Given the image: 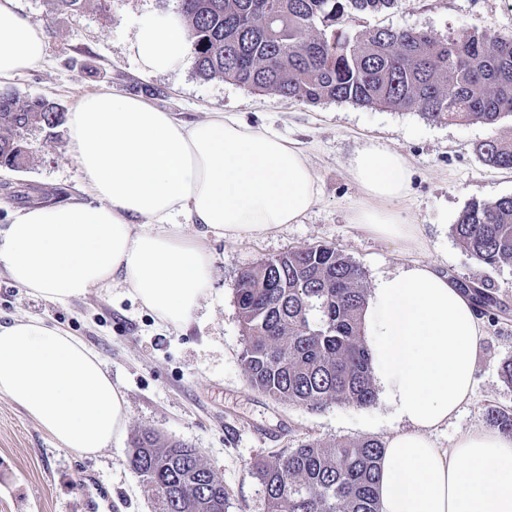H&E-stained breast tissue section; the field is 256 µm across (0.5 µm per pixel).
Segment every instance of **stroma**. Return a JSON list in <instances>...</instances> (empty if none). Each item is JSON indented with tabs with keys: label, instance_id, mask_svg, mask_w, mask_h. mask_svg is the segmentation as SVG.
Masks as SVG:
<instances>
[{
	"label": "stroma",
	"instance_id": "obj_1",
	"mask_svg": "<svg viewBox=\"0 0 512 512\" xmlns=\"http://www.w3.org/2000/svg\"><path fill=\"white\" fill-rule=\"evenodd\" d=\"M176 0H82L77 14L55 11L51 0H19L20 12L39 24L47 52L43 62L12 80L20 96H44L71 109L86 91L107 89L141 95L176 117L195 121L221 109L244 122L271 127L300 143L319 179L320 199L301 223L271 234L246 233L211 240L215 255L212 292L181 329L160 321L120 288L93 289L66 304L17 287L0 268V324L38 317L79 336L104 360L126 396L125 435L94 455L61 447L23 409L0 394V512H86L93 485L107 488L110 505L97 512H154V495L129 468L127 452L144 428L162 439L199 450L223 482L228 512H266L257 462L302 441H386L398 422L383 400L357 408L278 404L253 388L244 372L246 336L237 306L242 272L286 252L329 244L366 273L367 284L415 262H431L453 280H482L508 307L484 327L474 368V391L457 416L435 434L451 447L458 433L488 428L491 407L512 412V386L501 377L512 359V266L477 262L457 243L452 226L474 201L512 196V170L485 165L474 147L490 135L512 139V118L496 129L480 123L448 125L417 110L361 107L327 101L307 105L253 91L221 78L200 79L194 58L174 73L145 76L128 54L139 18L175 14ZM416 28L441 37L478 27L512 33L505 0H396L393 7L360 16L356 29ZM26 166H0V230L32 205H58L78 195L83 175L70 153L66 127L54 139L39 128L23 134ZM376 140L399 149L412 168L403 216L420 225L426 245L406 252L351 224L363 197L347 173L349 158Z\"/></svg>",
	"mask_w": 512,
	"mask_h": 512
}]
</instances>
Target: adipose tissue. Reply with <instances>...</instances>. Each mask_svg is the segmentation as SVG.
<instances>
[{
	"label": "adipose tissue",
	"instance_id": "1",
	"mask_svg": "<svg viewBox=\"0 0 512 512\" xmlns=\"http://www.w3.org/2000/svg\"><path fill=\"white\" fill-rule=\"evenodd\" d=\"M190 51L175 16L142 17L128 45L146 75L178 71ZM44 56L42 27L19 14L18 0H0V84ZM68 136L89 201L19 210L0 234V267L53 302L120 287L185 327L212 284L209 238L301 223L319 200L304 149L231 112L187 122L140 96L88 91L69 112ZM348 174L364 197L353 223L420 248L418 225L398 208L411 188L407 157L371 141ZM363 324L381 397L405 424L380 462V512H512V436L472 429L449 448L433 439L473 391L483 325L470 299L434 265L416 263L377 278ZM0 393L81 455L126 429L125 396L101 357L40 318L0 325Z\"/></svg>",
	"mask_w": 512,
	"mask_h": 512
}]
</instances>
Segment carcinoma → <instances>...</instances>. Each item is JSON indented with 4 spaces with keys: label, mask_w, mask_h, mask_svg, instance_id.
Returning <instances> with one entry per match:
<instances>
[{
    "label": "carcinoma",
    "mask_w": 512,
    "mask_h": 512,
    "mask_svg": "<svg viewBox=\"0 0 512 512\" xmlns=\"http://www.w3.org/2000/svg\"><path fill=\"white\" fill-rule=\"evenodd\" d=\"M394 0H177L196 72L307 104L331 100L416 109L448 125L495 127L512 116V33L468 28L453 38L420 29H350L356 14ZM66 113L42 97L0 89V165L27 161L22 134L55 129ZM487 165L512 169V143L476 146ZM452 232L475 260L512 265V197L472 202ZM469 293L479 316L498 321L503 304L483 281ZM366 274L331 245L290 251L243 272L237 305L246 335L243 365L252 385L276 402L367 407L376 399L361 316ZM512 434V413L488 410ZM375 439L306 440L256 466L267 512H379ZM133 473L155 492L158 512H226L227 492L196 448L140 431L128 452Z\"/></svg>",
    "instance_id": "1"
}]
</instances>
